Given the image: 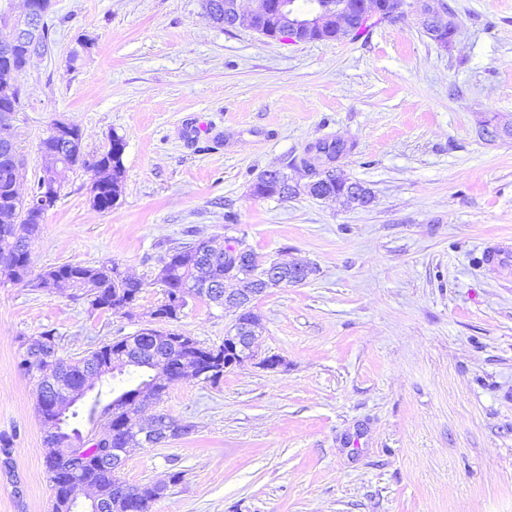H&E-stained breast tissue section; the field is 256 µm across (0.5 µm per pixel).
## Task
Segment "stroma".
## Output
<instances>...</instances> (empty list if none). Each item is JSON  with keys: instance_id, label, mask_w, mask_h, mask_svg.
<instances>
[{"instance_id": "stroma-1", "label": "stroma", "mask_w": 512, "mask_h": 512, "mask_svg": "<svg viewBox=\"0 0 512 512\" xmlns=\"http://www.w3.org/2000/svg\"><path fill=\"white\" fill-rule=\"evenodd\" d=\"M444 4L458 22L445 48L410 14L296 43L219 27L203 0H54L4 129L20 192L58 121L90 160L122 136L125 175L101 211L91 171L62 170L30 269L113 261L144 288L128 315L0 274V512H51L53 497L21 338L53 331L77 357L134 334L163 298L168 249L215 235L313 272L255 300L254 360L142 410L193 427L128 450L127 482L167 486L152 512H512V266L483 259L512 248V136L489 134L512 127V0L430 2ZM323 139L347 143L336 166L370 206L251 194L266 170L307 181ZM233 318L195 299L169 327L211 346ZM270 355L282 366L262 368Z\"/></svg>"}]
</instances>
